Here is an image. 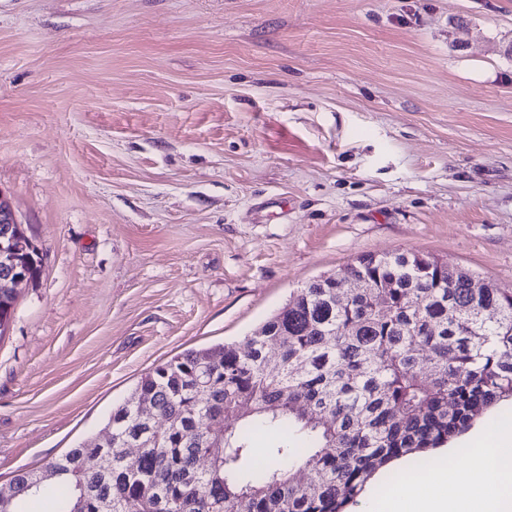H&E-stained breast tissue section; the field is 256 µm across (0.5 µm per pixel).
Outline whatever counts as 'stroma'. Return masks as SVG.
<instances>
[{
  "label": "stroma",
  "instance_id": "35a3bbf8",
  "mask_svg": "<svg viewBox=\"0 0 512 512\" xmlns=\"http://www.w3.org/2000/svg\"><path fill=\"white\" fill-rule=\"evenodd\" d=\"M0 191L5 484L360 255L511 292L512 0H0ZM0 245L4 248L10 246L8 236L13 235L16 230V225L20 224L18 221L12 203L7 196L0 191ZM17 228L16 234L11 239L12 250L15 255H18L15 257L17 265L21 264L23 267L27 268L30 281H32L38 275L40 269L39 251L37 247H35L27 255H21L26 254L29 248H31L32 241L26 236L22 226L17 225ZM13 267L8 265L1 264L0 262V274L1 277L8 276ZM0 277V313L6 312L11 308H14V303L16 298L12 295V293L5 288H13L14 292L18 294L20 288L25 286L28 283L27 277L15 276V277Z\"/></svg>",
  "mask_w": 512,
  "mask_h": 512
}]
</instances>
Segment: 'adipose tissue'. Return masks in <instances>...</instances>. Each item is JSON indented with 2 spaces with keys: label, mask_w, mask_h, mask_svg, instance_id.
I'll use <instances>...</instances> for the list:
<instances>
[{
  "label": "adipose tissue",
  "mask_w": 512,
  "mask_h": 512,
  "mask_svg": "<svg viewBox=\"0 0 512 512\" xmlns=\"http://www.w3.org/2000/svg\"><path fill=\"white\" fill-rule=\"evenodd\" d=\"M465 443L471 453L457 466L455 451L438 453L427 474L411 476L385 496L368 497V512H502L512 489V434L483 426Z\"/></svg>",
  "instance_id": "ef3b65f1"
}]
</instances>
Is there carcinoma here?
<instances>
[{
    "mask_svg": "<svg viewBox=\"0 0 512 512\" xmlns=\"http://www.w3.org/2000/svg\"><path fill=\"white\" fill-rule=\"evenodd\" d=\"M16 263L35 278L38 249ZM507 396L512 293L475 295L465 272L430 255L365 254L307 283L244 344L189 349L140 377L103 429L112 472L84 466L102 448L90 437L47 462L57 478L39 491L33 472L18 470L0 512H26L39 496L53 512L101 502L110 512H345L376 471L416 453L427 463L422 453ZM258 431L278 435L263 456L252 448Z\"/></svg>",
    "mask_w": 512,
    "mask_h": 512,
    "instance_id": "1",
    "label": "carcinoma"
}]
</instances>
